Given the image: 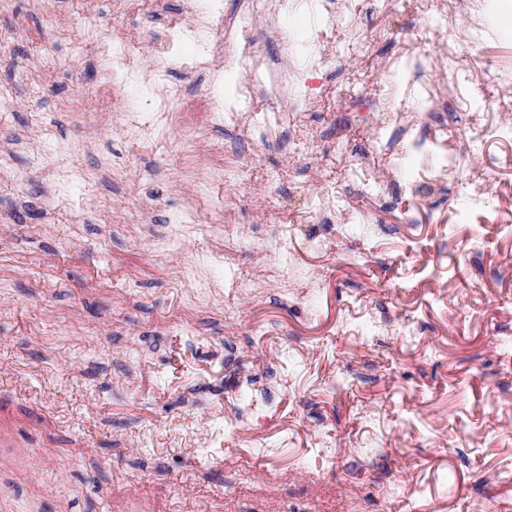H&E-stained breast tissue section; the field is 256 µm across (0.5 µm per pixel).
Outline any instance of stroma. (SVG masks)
Masks as SVG:
<instances>
[{
    "label": "stroma",
    "instance_id": "1",
    "mask_svg": "<svg viewBox=\"0 0 512 512\" xmlns=\"http://www.w3.org/2000/svg\"><path fill=\"white\" fill-rule=\"evenodd\" d=\"M192 2L51 0L47 14L15 0L0 13V28L19 34L0 48V149L10 150L0 168V512H349L352 502L362 512H512V142L486 146L499 161V212L470 208L459 187L425 181L409 193L406 179L427 165L411 151L384 155L369 193L344 185L358 218L347 235L307 223L317 191L341 183L347 153L370 147L378 90L405 86V72L387 67L397 38L429 22L413 0L393 13L357 0V21L389 38L359 60L339 51L313 77L331 94L311 98L303 126L259 153L224 125L235 65L189 67L196 46L180 45L187 66L171 80L212 114L198 154L231 151L243 163L229 177L186 176L179 155L122 128L123 107L150 112L162 86H126L122 106L101 116L93 84L107 62L93 45L75 54L73 42L116 27L153 68ZM322 21L320 0H301L276 27L259 22L258 39L274 60L283 36L305 43ZM486 22L483 54L512 68V0H491ZM357 65L373 82L349 85ZM48 123L86 181L43 179L33 155ZM327 153L335 163L317 166ZM118 156L116 179L105 163ZM228 194L240 198L235 220L214 234L291 225L296 239L285 254L246 248L234 267L201 266L200 278L227 294L269 262L300 273L288 299L236 297L231 350L207 301L193 328L169 326L181 293L166 273L207 239L159 256L149 242ZM401 320L409 332L393 330ZM258 324L273 337L254 335ZM388 482L402 487L390 502L379 493Z\"/></svg>",
    "mask_w": 512,
    "mask_h": 512
}]
</instances>
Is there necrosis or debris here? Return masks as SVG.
Segmentation results:
<instances>
[{
	"label": "necrosis or debris",
	"mask_w": 512,
	"mask_h": 512,
	"mask_svg": "<svg viewBox=\"0 0 512 512\" xmlns=\"http://www.w3.org/2000/svg\"><path fill=\"white\" fill-rule=\"evenodd\" d=\"M415 4L419 11L436 15L437 20L400 40L397 62L410 73L403 96L391 108L390 123L371 120L374 146L349 165L346 179L369 187L377 156L406 146H421L426 126L434 121L441 133L461 135L459 147L443 154L434 169L436 183H462L475 206L499 209V198L489 187L496 158L489 156L479 163L472 159L476 147L512 135V73L492 69L479 51L484 41L482 19L487 0H415ZM278 6V0H244L243 8L224 24L216 20V6L199 7L172 24L166 35L170 43L195 40L200 47L197 64L203 68L222 52L234 56L242 81L231 109L247 115L263 140L284 126L287 115L277 111L274 102L285 96L293 84L292 45L283 43L281 66L274 70L253 36L257 20L273 18ZM91 39L111 58L113 72L122 74L125 82L145 79L164 85L167 90L165 105L148 118L126 113L127 131L135 139L161 145L177 115L204 111L202 99L187 97L178 85L170 83L172 55H164L146 75L136 55L128 49L124 33L99 29L92 32ZM484 77L500 85L501 91L488 111L481 112L474 109L468 86Z\"/></svg>",
	"instance_id": "4bbe7bcc"
}]
</instances>
